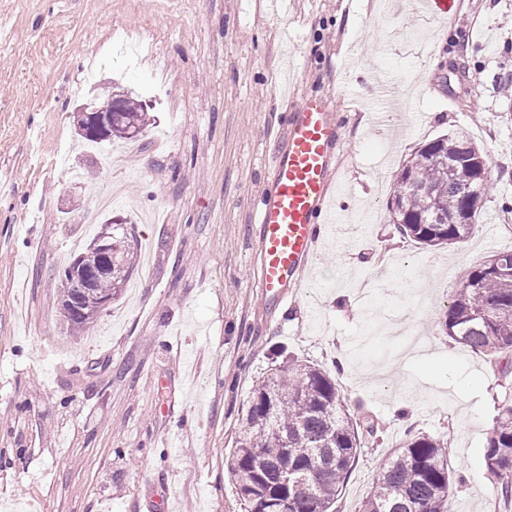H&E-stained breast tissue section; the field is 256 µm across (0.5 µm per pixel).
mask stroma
Instances as JSON below:
<instances>
[{"label":"stroma","mask_w":512,"mask_h":512,"mask_svg":"<svg viewBox=\"0 0 512 512\" xmlns=\"http://www.w3.org/2000/svg\"><path fill=\"white\" fill-rule=\"evenodd\" d=\"M511 79L512 0L444 18L426 0H0V512H240L227 464L280 353L328 369L374 428L339 512L411 433L447 443L448 512H507L484 455L512 352H471L442 321L474 266L512 252ZM115 88L150 116L120 166L121 143L80 148L73 115ZM309 95L333 101L351 192L273 306L251 204ZM456 130L494 185L465 243L423 246L389 221L393 176ZM111 213L134 223L136 269L73 333L56 272Z\"/></svg>","instance_id":"1"}]
</instances>
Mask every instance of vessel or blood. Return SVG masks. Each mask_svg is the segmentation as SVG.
<instances>
[{
	"label": "vessel or blood",
	"instance_id": "1",
	"mask_svg": "<svg viewBox=\"0 0 512 512\" xmlns=\"http://www.w3.org/2000/svg\"><path fill=\"white\" fill-rule=\"evenodd\" d=\"M341 138L333 106L324 97H306L284 115L283 146L274 152L253 206L255 284L264 302L286 303L319 238L335 232L329 189Z\"/></svg>",
	"mask_w": 512,
	"mask_h": 512
}]
</instances>
